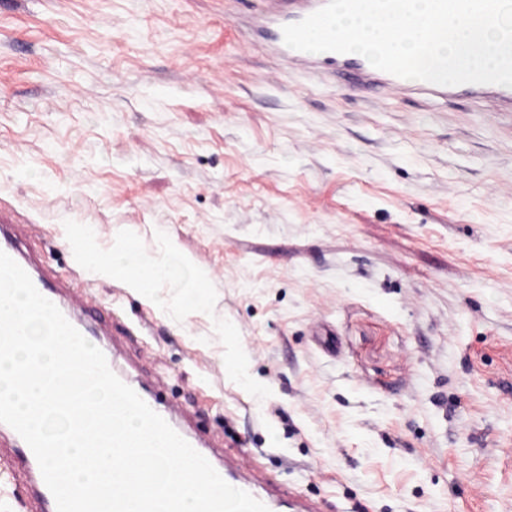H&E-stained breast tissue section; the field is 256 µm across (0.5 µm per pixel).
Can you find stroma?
Masks as SVG:
<instances>
[{"label": "stroma", "mask_w": 512, "mask_h": 512, "mask_svg": "<svg viewBox=\"0 0 512 512\" xmlns=\"http://www.w3.org/2000/svg\"><path fill=\"white\" fill-rule=\"evenodd\" d=\"M268 11L0 0V213L241 480L321 512H512V109L290 67ZM116 229L175 244L201 308L94 274ZM25 502L2 449L0 512Z\"/></svg>", "instance_id": "1"}]
</instances>
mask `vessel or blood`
<instances>
[{
    "mask_svg": "<svg viewBox=\"0 0 512 512\" xmlns=\"http://www.w3.org/2000/svg\"><path fill=\"white\" fill-rule=\"evenodd\" d=\"M327 0H271L270 19L274 25L272 34L273 52L296 67L316 69L327 66L338 72L347 80L362 86H383L394 90L407 87L428 93L437 92V85L417 80L407 82L406 79L394 76L374 68L362 56L354 53L340 54L335 52L307 53L297 51L285 45L282 28L295 23L317 11ZM454 93L475 97L492 96L501 103L512 106V88L497 84H463L453 88ZM36 289L62 310H70L80 304V295L62 296L54 287L48 285L44 277H34Z\"/></svg>",
    "mask_w": 512,
    "mask_h": 512,
    "instance_id": "1",
    "label": "vessel or blood"
}]
</instances>
